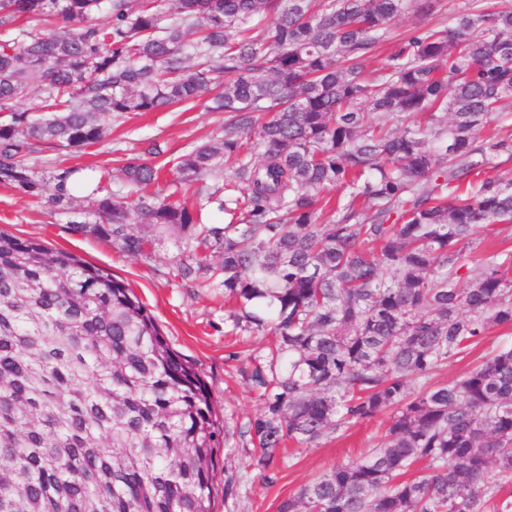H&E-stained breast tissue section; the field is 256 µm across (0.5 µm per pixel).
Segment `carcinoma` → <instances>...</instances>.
I'll return each instance as SVG.
<instances>
[{
	"label": "carcinoma",
	"mask_w": 512,
	"mask_h": 512,
	"mask_svg": "<svg viewBox=\"0 0 512 512\" xmlns=\"http://www.w3.org/2000/svg\"><path fill=\"white\" fill-rule=\"evenodd\" d=\"M436 9L0 0V185L134 256L150 245L136 224L181 236L196 255L177 277L219 281L234 329L275 337L245 374L263 399L247 425L262 480L284 442L392 412L386 442L278 512H512V492L499 498L512 485V346L430 382L489 327L512 326V255L484 256L473 278L459 265L460 243L512 223V178L497 174L512 136L481 137L512 99V0H466L367 69L393 21ZM216 87L224 137L174 170L226 224L163 193L150 163L120 167L134 204L106 190L107 171L78 205L81 169L47 177L34 157L101 142L112 114ZM221 440L206 382L123 281L0 232V512H213Z\"/></svg>",
	"instance_id": "carcinoma-1"
}]
</instances>
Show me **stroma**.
<instances>
[{
  "label": "stroma",
  "instance_id": "stroma-1",
  "mask_svg": "<svg viewBox=\"0 0 512 512\" xmlns=\"http://www.w3.org/2000/svg\"><path fill=\"white\" fill-rule=\"evenodd\" d=\"M459 6L460 0H439L434 14L399 18L392 23L373 63L394 52L409 30L435 24ZM104 125L105 137L96 145L40 153L42 169L50 172L63 166L101 171L129 161L152 159L162 166L161 179L167 183L176 177L169 161L201 141L222 136L224 115L207 111L204 101L197 100L161 112L115 114L106 117ZM154 145L160 147L161 154L152 158L147 150ZM0 231L69 251L123 280L155 316L171 348L195 364L226 424L227 443L218 451L215 469L214 512H277L282 499L297 494L333 466L357 461L371 446L384 442L391 424L386 413L311 446L288 442L279 457L275 481L264 483L254 465V444L242 435L248 421L259 414L262 402L242 370L248 367L250 357L263 355L267 340L234 333L226 318L223 287L178 278L177 264L190 254L184 241L168 237L155 243L149 257L133 256L116 242L74 234L67 215L50 212L40 201L1 186ZM488 251H512V224L493 225L482 243L462 247L460 262L466 270L478 273L479 258ZM510 345L512 328L490 327L478 345L468 347L460 357L437 369L431 380L439 384L454 382L497 348ZM228 467L240 477L229 497L224 494V470Z\"/></svg>",
  "mask_w": 512,
  "mask_h": 512
}]
</instances>
